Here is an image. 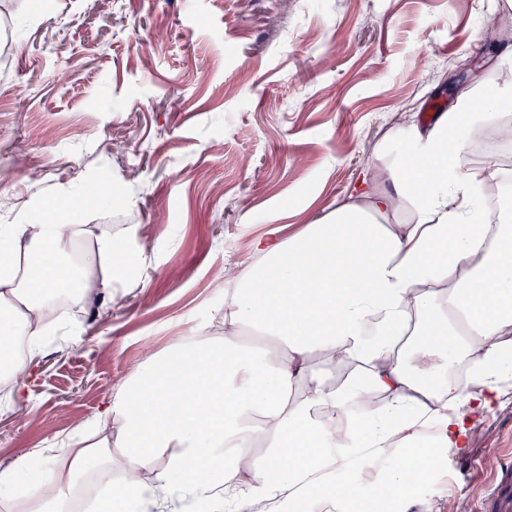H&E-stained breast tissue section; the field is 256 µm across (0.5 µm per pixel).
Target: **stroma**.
<instances>
[{
  "instance_id": "stroma-1",
  "label": "stroma",
  "mask_w": 512,
  "mask_h": 512,
  "mask_svg": "<svg viewBox=\"0 0 512 512\" xmlns=\"http://www.w3.org/2000/svg\"><path fill=\"white\" fill-rule=\"evenodd\" d=\"M512 26L496 0H0V201L16 209L121 186L88 224H134L146 288L101 293L64 339L43 343L28 391L0 409V468L90 416L129 370L210 331L224 312L218 269L248 262L250 241L345 199L394 113L424 125L451 102L465 57L492 54ZM25 98L17 110V98ZM508 395L469 448H512ZM419 503L465 512L489 464Z\"/></svg>"
}]
</instances>
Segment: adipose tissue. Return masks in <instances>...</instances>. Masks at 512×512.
<instances>
[{"mask_svg": "<svg viewBox=\"0 0 512 512\" xmlns=\"http://www.w3.org/2000/svg\"><path fill=\"white\" fill-rule=\"evenodd\" d=\"M432 126L398 121L375 144L345 202L286 238L252 240L227 269L224 333L131 368L101 409L74 422L95 441L39 454L21 512H75L88 480L113 479L132 512H256L326 495L356 512L354 477L382 448H467L502 404L512 370V225L486 220L497 160L461 161L476 138L512 142L511 101L490 100L487 69ZM70 211L24 208L0 225V354L17 350L20 392L42 339L71 307L112 290L138 258ZM265 453L253 460L250 448ZM164 459L152 477L146 464Z\"/></svg>", "mask_w": 512, "mask_h": 512, "instance_id": "1", "label": "adipose tissue"}]
</instances>
